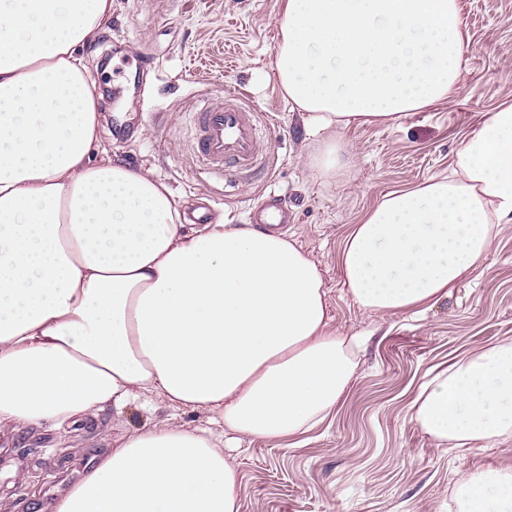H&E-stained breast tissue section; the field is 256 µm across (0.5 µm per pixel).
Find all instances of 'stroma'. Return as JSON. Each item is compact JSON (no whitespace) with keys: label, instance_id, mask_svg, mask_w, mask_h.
Here are the masks:
<instances>
[{"label":"stroma","instance_id":"1","mask_svg":"<svg viewBox=\"0 0 512 512\" xmlns=\"http://www.w3.org/2000/svg\"><path fill=\"white\" fill-rule=\"evenodd\" d=\"M469 37L457 91L388 124L311 137L271 59L279 0H112L107 29L81 54L95 85L99 151L167 183L187 214L249 223L268 193L293 218L287 235L317 262L331 326L365 335L358 369L327 420L285 440L242 438L235 450L239 512H448L462 475L512 465V438L456 448L425 434L410 405L422 385L464 352L512 338V223L472 275L422 312L373 315L348 293L339 263L351 225L387 193L447 175L462 139L512 102V0H461ZM151 66L137 69L139 58ZM227 91L254 112L264 140L258 172L232 183L207 173L192 150V112ZM328 141L350 165L325 178L315 159ZM170 419L222 432L209 412L104 410L67 439L46 429L0 430V512H50L83 480L108 443Z\"/></svg>","mask_w":512,"mask_h":512}]
</instances>
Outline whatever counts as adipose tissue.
Listing matches in <instances>:
<instances>
[{"label": "adipose tissue", "instance_id": "1", "mask_svg": "<svg viewBox=\"0 0 512 512\" xmlns=\"http://www.w3.org/2000/svg\"><path fill=\"white\" fill-rule=\"evenodd\" d=\"M112 0H0V428L46 427L163 398L226 435L164 419L130 431L54 512H238L225 451L323 422L361 337L329 331L322 273L287 236L186 230L163 181L95 158L80 51ZM468 46L458 0H281L273 70L314 132L386 124L448 98ZM512 223V103L448 176L387 194L347 235L345 285L372 314L430 306ZM411 408L462 448L512 436V340L473 349ZM457 512H512V467L461 476Z\"/></svg>", "mask_w": 512, "mask_h": 512}]
</instances>
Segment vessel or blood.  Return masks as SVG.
<instances>
[{"instance_id": "obj_1", "label": "vessel or blood", "mask_w": 512, "mask_h": 512, "mask_svg": "<svg viewBox=\"0 0 512 512\" xmlns=\"http://www.w3.org/2000/svg\"><path fill=\"white\" fill-rule=\"evenodd\" d=\"M195 137L192 148L213 171L247 172L263 153L256 116L238 95L228 94L210 100L192 115ZM255 223L283 228L288 209L277 196L260 201L253 214Z\"/></svg>"}]
</instances>
